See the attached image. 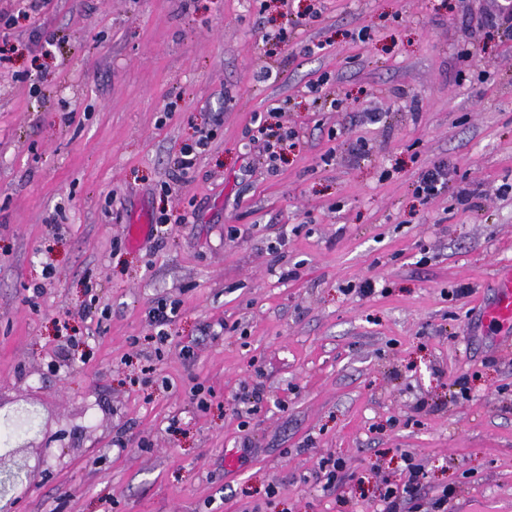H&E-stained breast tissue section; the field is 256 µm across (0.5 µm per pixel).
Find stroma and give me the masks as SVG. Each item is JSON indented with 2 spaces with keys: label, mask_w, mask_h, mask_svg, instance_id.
<instances>
[{
  "label": "stroma",
  "mask_w": 512,
  "mask_h": 512,
  "mask_svg": "<svg viewBox=\"0 0 512 512\" xmlns=\"http://www.w3.org/2000/svg\"><path fill=\"white\" fill-rule=\"evenodd\" d=\"M499 3L0 0V411L40 424L17 512H380L408 453L423 505L512 512V326L484 315L512 48L462 14ZM272 107L299 135L273 169L249 144ZM441 160L480 208L415 197Z\"/></svg>",
  "instance_id": "obj_1"
}]
</instances>
